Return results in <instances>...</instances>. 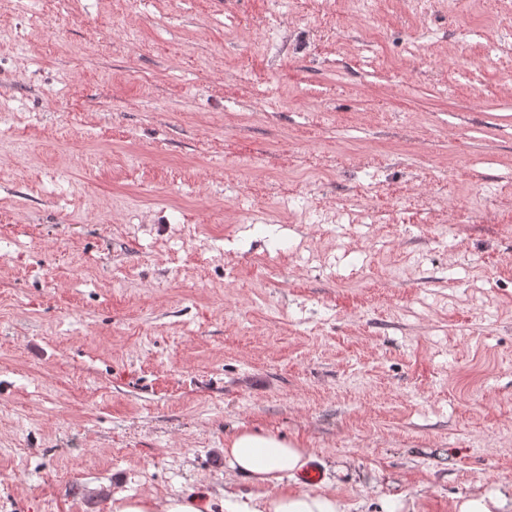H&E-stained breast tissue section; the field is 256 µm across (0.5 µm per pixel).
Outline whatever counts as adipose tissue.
Wrapping results in <instances>:
<instances>
[{
	"label": "adipose tissue",
	"instance_id": "obj_1",
	"mask_svg": "<svg viewBox=\"0 0 512 512\" xmlns=\"http://www.w3.org/2000/svg\"><path fill=\"white\" fill-rule=\"evenodd\" d=\"M310 457V449L301 442L237 425L224 441L220 512H344L335 482L326 479L299 487V474ZM107 512H202V508L197 496L188 492L164 499L116 494Z\"/></svg>",
	"mask_w": 512,
	"mask_h": 512
}]
</instances>
